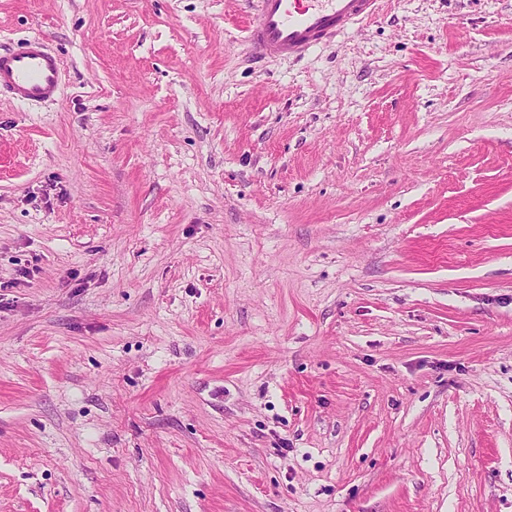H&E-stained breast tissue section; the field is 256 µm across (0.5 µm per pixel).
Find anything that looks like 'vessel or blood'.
Returning <instances> with one entry per match:
<instances>
[{
	"instance_id": "1",
	"label": "vessel or blood",
	"mask_w": 512,
	"mask_h": 512,
	"mask_svg": "<svg viewBox=\"0 0 512 512\" xmlns=\"http://www.w3.org/2000/svg\"><path fill=\"white\" fill-rule=\"evenodd\" d=\"M379 0H254L247 38L253 55L297 59L371 18ZM63 58L43 40L17 48L0 47V96L44 103L59 92Z\"/></svg>"
}]
</instances>
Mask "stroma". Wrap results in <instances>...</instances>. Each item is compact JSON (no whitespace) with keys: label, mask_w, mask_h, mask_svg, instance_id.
<instances>
[{"label":"stroma","mask_w":512,"mask_h":512,"mask_svg":"<svg viewBox=\"0 0 512 512\" xmlns=\"http://www.w3.org/2000/svg\"><path fill=\"white\" fill-rule=\"evenodd\" d=\"M253 11L0 0V512H512V0ZM381 0H254L247 38L259 60L297 59L372 18ZM65 70L63 58L42 39L19 48L0 47V96L23 103H44L59 92Z\"/></svg>","instance_id":"obj_1"}]
</instances>
